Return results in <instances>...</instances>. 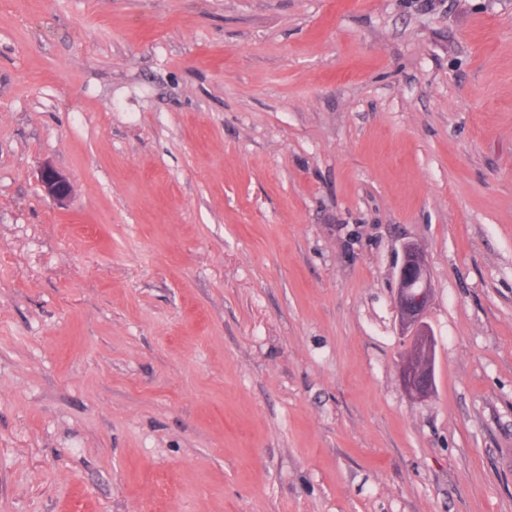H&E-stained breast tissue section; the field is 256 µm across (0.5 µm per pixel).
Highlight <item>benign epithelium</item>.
<instances>
[{
	"instance_id": "benign-epithelium-1",
	"label": "benign epithelium",
	"mask_w": 512,
	"mask_h": 512,
	"mask_svg": "<svg viewBox=\"0 0 512 512\" xmlns=\"http://www.w3.org/2000/svg\"><path fill=\"white\" fill-rule=\"evenodd\" d=\"M41 185L44 192L59 204L64 203L69 195L67 176L50 164L42 167ZM397 279L394 305L398 326L400 334L410 342L399 379L407 395L419 401L430 397L435 390V340L425 322L432 286L426 256L419 244H403Z\"/></svg>"
}]
</instances>
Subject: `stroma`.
Here are the masks:
<instances>
[{
    "label": "stroma",
    "instance_id": "35a3bbf8",
    "mask_svg": "<svg viewBox=\"0 0 512 512\" xmlns=\"http://www.w3.org/2000/svg\"><path fill=\"white\" fill-rule=\"evenodd\" d=\"M0 512H512V0H0ZM41 185L44 192L57 204H63L69 195L70 184L67 176L50 164L42 167ZM398 287L394 300L400 334L410 346L400 367V383L415 401L430 397L435 390V340L425 322L432 286L423 249L418 243L406 242L397 273Z\"/></svg>",
    "mask_w": 512,
    "mask_h": 512
}]
</instances>
